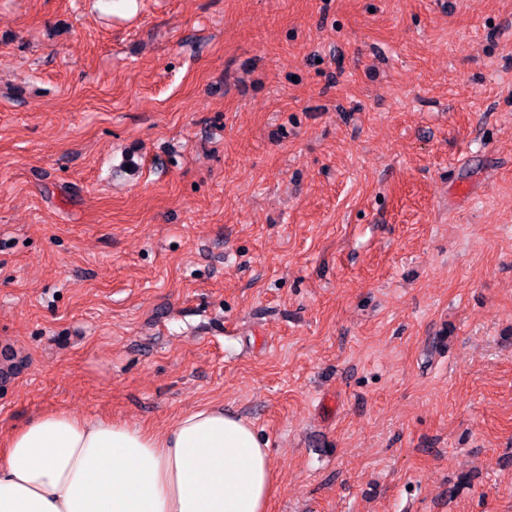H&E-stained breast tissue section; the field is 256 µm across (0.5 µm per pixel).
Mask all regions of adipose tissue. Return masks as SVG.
I'll use <instances>...</instances> for the list:
<instances>
[{
  "instance_id": "adipose-tissue-1",
  "label": "adipose tissue",
  "mask_w": 512,
  "mask_h": 512,
  "mask_svg": "<svg viewBox=\"0 0 512 512\" xmlns=\"http://www.w3.org/2000/svg\"><path fill=\"white\" fill-rule=\"evenodd\" d=\"M267 442L224 409L168 431L42 414L0 442V512H269Z\"/></svg>"
}]
</instances>
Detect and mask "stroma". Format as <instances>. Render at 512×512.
I'll return each mask as SVG.
<instances>
[{
    "label": "stroma",
    "instance_id": "35a3bbf8",
    "mask_svg": "<svg viewBox=\"0 0 512 512\" xmlns=\"http://www.w3.org/2000/svg\"><path fill=\"white\" fill-rule=\"evenodd\" d=\"M205 405L270 512H512V0H0V437Z\"/></svg>",
    "mask_w": 512,
    "mask_h": 512
}]
</instances>
